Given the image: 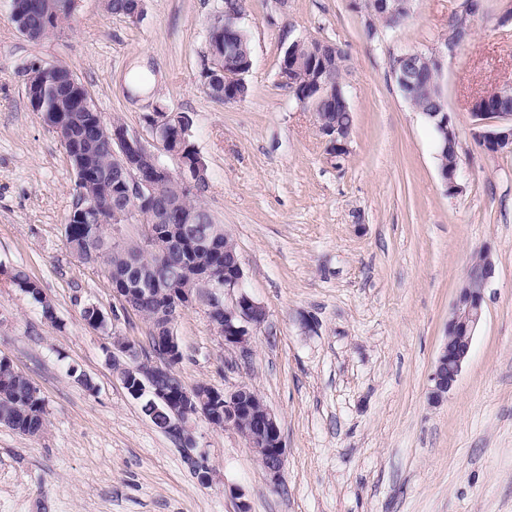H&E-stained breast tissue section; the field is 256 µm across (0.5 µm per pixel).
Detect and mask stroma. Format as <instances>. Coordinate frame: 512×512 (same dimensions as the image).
I'll use <instances>...</instances> for the list:
<instances>
[{
    "label": "stroma",
    "mask_w": 512,
    "mask_h": 512,
    "mask_svg": "<svg viewBox=\"0 0 512 512\" xmlns=\"http://www.w3.org/2000/svg\"><path fill=\"white\" fill-rule=\"evenodd\" d=\"M248 97L205 91L207 26L224 0H146L136 24L81 0L64 30L29 41L0 0V266L20 267L55 307L0 281V358L45 400L46 431L0 426V512H512V154L472 135L473 95L512 78V0H487L470 43L450 55L444 95L464 190L441 184L432 128L403 98L393 54L428 50L458 0H414L410 19L375 38L351 0H248ZM338 43L354 115L350 154L330 162L312 113L278 71L296 35ZM67 65L106 122L148 134L158 104L193 119L208 167L204 200L268 316L241 361L204 308L174 331L186 386L245 384L277 416L285 446L271 487L245 440L197 420L186 447L144 415L112 372V336L147 349L151 325L112 295L104 266L69 251L75 174L31 110L23 67ZM496 274L459 380L441 405L429 376L452 301L479 250ZM104 313L93 329L88 304ZM90 377L86 389L80 375ZM213 482L201 484L195 463Z\"/></svg>",
    "instance_id": "stroma-1"
}]
</instances>
